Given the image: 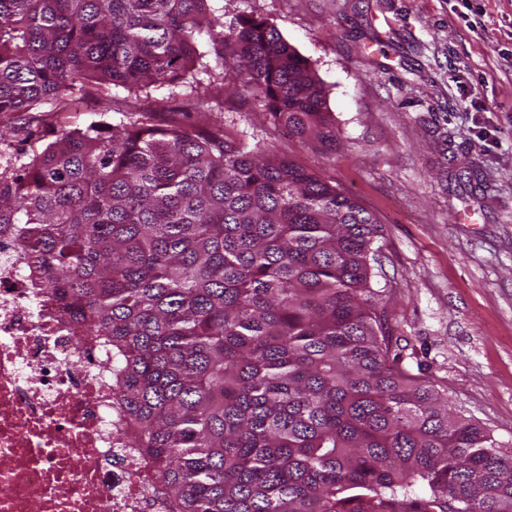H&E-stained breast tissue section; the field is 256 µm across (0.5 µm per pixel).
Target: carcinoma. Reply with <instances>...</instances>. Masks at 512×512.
I'll list each match as a JSON object with an SVG mask.
<instances>
[{
	"label": "carcinoma",
	"instance_id": "cac0c4a2",
	"mask_svg": "<svg viewBox=\"0 0 512 512\" xmlns=\"http://www.w3.org/2000/svg\"><path fill=\"white\" fill-rule=\"evenodd\" d=\"M211 2L0 0V118L51 104L54 136L0 169V231L108 351L153 491L167 512H512V453L397 366L372 212L188 112L112 121L115 89L191 81L202 107L230 79L336 142L308 60Z\"/></svg>",
	"mask_w": 512,
	"mask_h": 512
}]
</instances>
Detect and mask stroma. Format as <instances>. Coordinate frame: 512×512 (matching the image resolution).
I'll list each match as a JSON object with an SVG mask.
<instances>
[{
    "instance_id": "stroma-1",
    "label": "stroma",
    "mask_w": 512,
    "mask_h": 512,
    "mask_svg": "<svg viewBox=\"0 0 512 512\" xmlns=\"http://www.w3.org/2000/svg\"><path fill=\"white\" fill-rule=\"evenodd\" d=\"M273 22L311 68L332 148L225 86L210 117L378 221L371 286L400 366L512 451V0H216ZM190 88L141 96L166 122ZM478 182L458 181L462 162Z\"/></svg>"
}]
</instances>
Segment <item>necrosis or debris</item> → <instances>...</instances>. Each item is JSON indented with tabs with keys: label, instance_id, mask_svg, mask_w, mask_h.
<instances>
[{
	"label": "necrosis or debris",
	"instance_id": "1",
	"mask_svg": "<svg viewBox=\"0 0 512 512\" xmlns=\"http://www.w3.org/2000/svg\"><path fill=\"white\" fill-rule=\"evenodd\" d=\"M102 348L0 234V512H166Z\"/></svg>",
	"mask_w": 512,
	"mask_h": 512
}]
</instances>
